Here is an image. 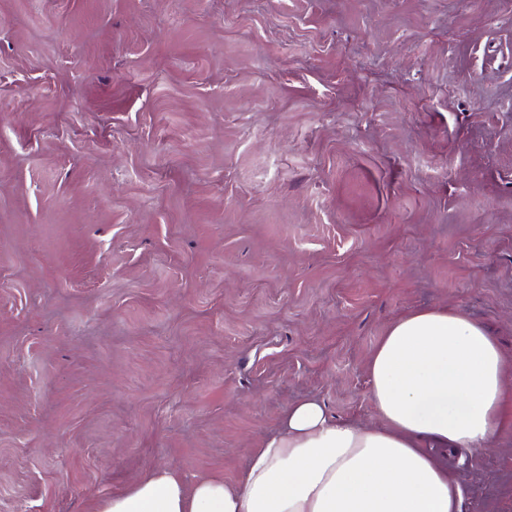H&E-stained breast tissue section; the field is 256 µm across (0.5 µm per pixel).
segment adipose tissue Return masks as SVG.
<instances>
[{
	"label": "adipose tissue",
	"instance_id": "1",
	"mask_svg": "<svg viewBox=\"0 0 512 512\" xmlns=\"http://www.w3.org/2000/svg\"><path fill=\"white\" fill-rule=\"evenodd\" d=\"M505 361L480 322L448 308L395 320L368 365L379 425L291 404L233 484L186 486L168 466L95 512H462L448 456L483 452L505 429Z\"/></svg>",
	"mask_w": 512,
	"mask_h": 512
}]
</instances>
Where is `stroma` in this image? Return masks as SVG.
<instances>
[{
  "instance_id": "35a3bbf8",
  "label": "stroma",
  "mask_w": 512,
  "mask_h": 512,
  "mask_svg": "<svg viewBox=\"0 0 512 512\" xmlns=\"http://www.w3.org/2000/svg\"><path fill=\"white\" fill-rule=\"evenodd\" d=\"M431 307L512 420V0H0V512L234 482L301 398L375 424ZM453 467L512 512V427Z\"/></svg>"
}]
</instances>
